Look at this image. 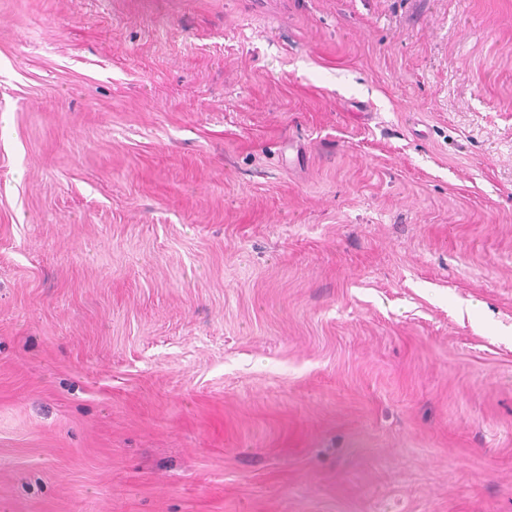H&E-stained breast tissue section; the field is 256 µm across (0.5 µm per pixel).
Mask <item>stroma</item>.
<instances>
[{
	"label": "stroma",
	"mask_w": 512,
	"mask_h": 512,
	"mask_svg": "<svg viewBox=\"0 0 512 512\" xmlns=\"http://www.w3.org/2000/svg\"><path fill=\"white\" fill-rule=\"evenodd\" d=\"M0 512H512V0H0Z\"/></svg>",
	"instance_id": "1"
}]
</instances>
